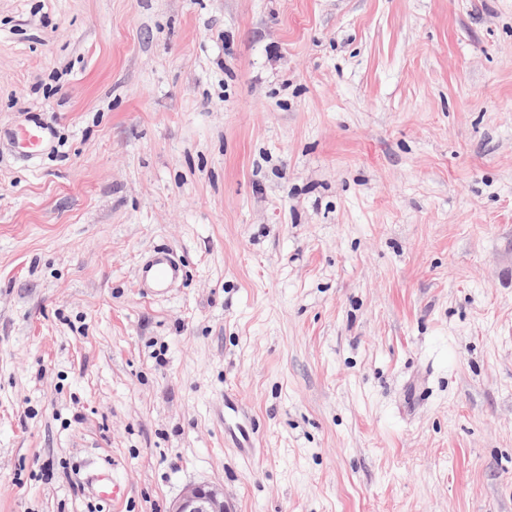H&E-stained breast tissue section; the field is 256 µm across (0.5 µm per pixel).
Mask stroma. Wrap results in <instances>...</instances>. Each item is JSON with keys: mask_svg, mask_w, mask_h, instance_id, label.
<instances>
[{"mask_svg": "<svg viewBox=\"0 0 512 512\" xmlns=\"http://www.w3.org/2000/svg\"><path fill=\"white\" fill-rule=\"evenodd\" d=\"M108 462L100 512H512V0H0V512ZM50 136V129L35 121L25 127L20 135V141L26 152L33 156L46 149ZM138 280L146 295L166 291L171 284L183 277V270L164 250L156 251L152 258L138 269ZM91 484L95 494L103 502L118 503L124 497L120 486L113 480L112 466L102 468L95 473L91 478ZM170 512H228L223 492L210 484L188 487Z\"/></svg>", "mask_w": 512, "mask_h": 512, "instance_id": "1", "label": "stroma"}]
</instances>
